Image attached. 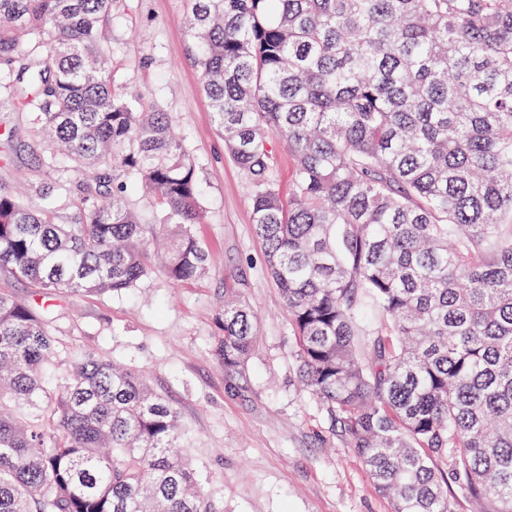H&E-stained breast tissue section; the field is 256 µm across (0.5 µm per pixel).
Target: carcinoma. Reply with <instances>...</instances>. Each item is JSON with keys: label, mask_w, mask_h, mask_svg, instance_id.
<instances>
[{"label": "carcinoma", "mask_w": 512, "mask_h": 512, "mask_svg": "<svg viewBox=\"0 0 512 512\" xmlns=\"http://www.w3.org/2000/svg\"><path fill=\"white\" fill-rule=\"evenodd\" d=\"M185 2L300 384L393 512H455L450 484L512 512V0ZM121 6L0 0V112L55 148L52 190L0 189V274L59 301L135 291L160 239L172 284L209 274L192 153L112 84ZM137 188L157 223L127 204ZM52 319L0 289V512H221L147 375L78 349L50 383ZM216 323L237 373L258 341L241 289ZM269 148L275 158V178L284 194L288 193V185L291 176V164L288 154L283 150L279 140L275 137L269 139Z\"/></svg>", "instance_id": "obj_1"}]
</instances>
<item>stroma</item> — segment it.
Here are the masks:
<instances>
[{
    "mask_svg": "<svg viewBox=\"0 0 512 512\" xmlns=\"http://www.w3.org/2000/svg\"><path fill=\"white\" fill-rule=\"evenodd\" d=\"M124 5L107 26L112 79L174 116L198 165L203 222L195 230L210 273L175 288L158 267L130 295L68 297L54 323L56 363L79 347L147 372L177 408L197 478L224 512H392L339 424L298 384L294 336L254 234L246 176L225 152L186 56L184 0ZM0 125L17 130L0 182L52 185L27 113L2 114ZM230 286L242 289L259 321L258 345L239 375L213 352L217 308Z\"/></svg>",
    "mask_w": 512,
    "mask_h": 512,
    "instance_id": "obj_1",
    "label": "stroma"
}]
</instances>
